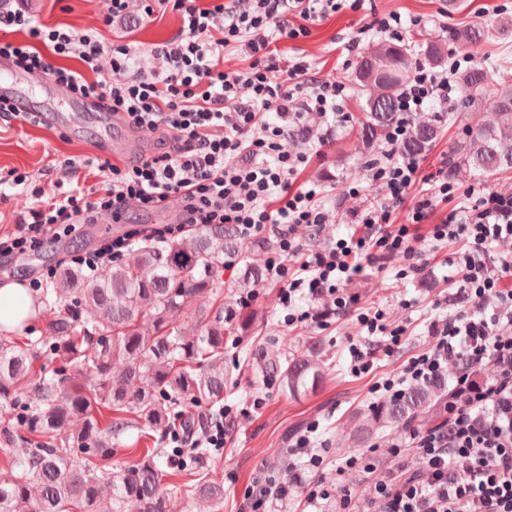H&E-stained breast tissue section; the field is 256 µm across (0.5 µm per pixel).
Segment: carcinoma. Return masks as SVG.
<instances>
[{"label": "carcinoma", "mask_w": 512, "mask_h": 512, "mask_svg": "<svg viewBox=\"0 0 512 512\" xmlns=\"http://www.w3.org/2000/svg\"><path fill=\"white\" fill-rule=\"evenodd\" d=\"M456 51L469 53L494 38L493 31L470 27L449 35ZM438 67L445 52L437 40L416 47L382 42L362 57L357 80L364 99L354 120L357 141L370 147L385 141L393 124L397 96L421 62ZM474 65L457 73L460 107L474 112L487 95L495 112L465 128L460 144L450 149L458 165L486 178L512 171V84L489 82L490 69ZM442 121L412 119L400 152L423 153L441 135ZM250 253L231 224H211L192 238V246L143 239L127 257L100 270L63 267L41 289L31 309L48 314V335L18 343L0 336V399L18 404L17 422L26 437L7 432L0 442L13 449L7 469L0 471V512H166L162 449L114 472L109 461L112 440L135 428L148 435L170 426L171 415L183 417L180 430L195 433V421L174 412L189 400L216 405L224 401V344L232 330L246 331L255 312H225L224 282L219 276L227 257ZM213 298L212 307H194L196 298ZM195 322L186 335L181 320ZM59 363L51 375L36 374L43 355ZM123 363L120 380L112 364ZM319 346L285 357L274 354L264 370L280 373L295 395L323 377ZM92 373L96 383L83 376ZM445 391L437 380L416 384L403 396L378 407L374 423L395 426L412 420ZM80 428L59 439L72 420ZM186 492L224 502V481L205 467Z\"/></svg>", "instance_id": "carcinoma-1"}]
</instances>
